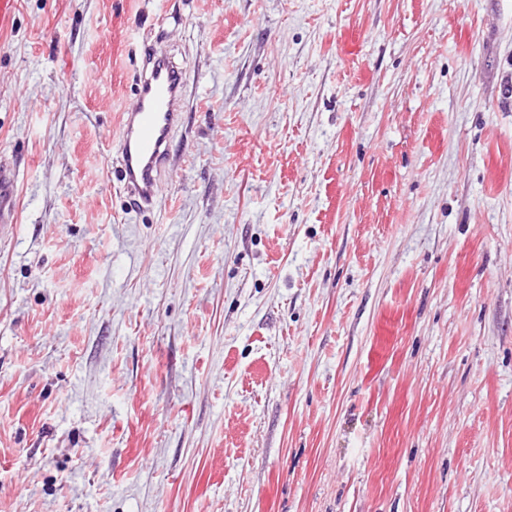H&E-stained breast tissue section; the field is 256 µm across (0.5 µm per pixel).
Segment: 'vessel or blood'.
<instances>
[{
  "label": "vessel or blood",
  "instance_id": "1",
  "mask_svg": "<svg viewBox=\"0 0 512 512\" xmlns=\"http://www.w3.org/2000/svg\"><path fill=\"white\" fill-rule=\"evenodd\" d=\"M186 82L173 62L143 66L135 102L119 129V167L125 193L143 208L157 204L169 167V146L184 124ZM17 165L0 154V234L16 222L12 201Z\"/></svg>",
  "mask_w": 512,
  "mask_h": 512
}]
</instances>
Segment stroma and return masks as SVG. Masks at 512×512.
<instances>
[{
	"label": "stroma",
	"instance_id": "35a3bbf8",
	"mask_svg": "<svg viewBox=\"0 0 512 512\" xmlns=\"http://www.w3.org/2000/svg\"><path fill=\"white\" fill-rule=\"evenodd\" d=\"M0 152V512H512V0H18ZM149 54L135 88V102L119 129V167L125 193L141 208L159 201L160 185L169 167V146L184 124L186 82L168 58ZM164 61L159 67L155 59ZM151 64V66H149ZM17 165L5 154H0V234H5L16 224L15 210L12 201L15 186Z\"/></svg>",
	"mask_w": 512,
	"mask_h": 512
}]
</instances>
